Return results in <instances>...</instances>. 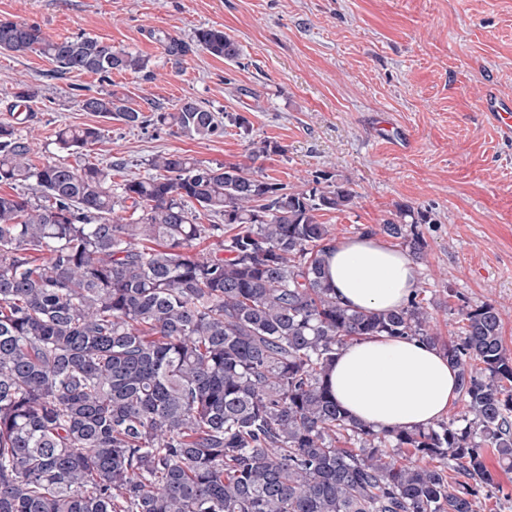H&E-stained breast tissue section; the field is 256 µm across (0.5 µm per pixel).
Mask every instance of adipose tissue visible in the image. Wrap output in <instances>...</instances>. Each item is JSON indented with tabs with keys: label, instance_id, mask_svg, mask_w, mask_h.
Returning a JSON list of instances; mask_svg holds the SVG:
<instances>
[{
	"label": "adipose tissue",
	"instance_id": "ef3b65f1",
	"mask_svg": "<svg viewBox=\"0 0 512 512\" xmlns=\"http://www.w3.org/2000/svg\"><path fill=\"white\" fill-rule=\"evenodd\" d=\"M326 264L337 301L350 309L400 308L416 287L409 256L369 235L328 243ZM330 383L337 401L377 430L432 425L460 396L458 371L438 349L390 336L343 347Z\"/></svg>",
	"mask_w": 512,
	"mask_h": 512
}]
</instances>
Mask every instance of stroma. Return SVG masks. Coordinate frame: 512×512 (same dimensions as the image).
<instances>
[{"label": "stroma", "instance_id": "1", "mask_svg": "<svg viewBox=\"0 0 512 512\" xmlns=\"http://www.w3.org/2000/svg\"><path fill=\"white\" fill-rule=\"evenodd\" d=\"M3 17L150 59L149 74L104 78L0 52V121L20 87L35 94L21 127L34 163L55 156L65 125L100 131L66 162L111 165L116 183L148 175L159 152L224 165L245 162L251 141L277 142L284 152L261 161V174L290 186L322 171L350 180L354 205L319 215L335 238L378 229L401 204L429 212L412 262L438 330L455 337L459 309L490 301L512 347V140L481 108L488 96L512 100V0H0ZM205 27L235 40L239 58L198 50L175 65L150 36L187 39ZM97 92L146 111L191 97L245 115L252 132L129 128L79 109L81 95Z\"/></svg>", "mask_w": 512, "mask_h": 512}]
</instances>
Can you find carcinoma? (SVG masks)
Instances as JSON below:
<instances>
[{"label":"carcinoma","instance_id":"1","mask_svg":"<svg viewBox=\"0 0 512 512\" xmlns=\"http://www.w3.org/2000/svg\"><path fill=\"white\" fill-rule=\"evenodd\" d=\"M152 37L179 64L228 60L218 28ZM0 51L62 72L139 73L148 59L96 37L51 39L0 18ZM85 112L129 127L209 137L248 119L187 98L145 111L111 93ZM19 118L0 121V512H479L512 471V349L490 302L461 309L445 340L416 291L397 310L341 306L325 279L333 231L320 211L356 192L324 171L301 189L252 167L160 152L151 173L32 163ZM99 137L54 132L61 151ZM285 149L252 142L251 162ZM199 206L220 224H199ZM431 217L398 206L379 231L419 253ZM215 239L207 251L197 242ZM437 347L459 370L466 410L424 428L380 431L336 401L330 369L369 336Z\"/></svg>","mask_w":512,"mask_h":512}]
</instances>
